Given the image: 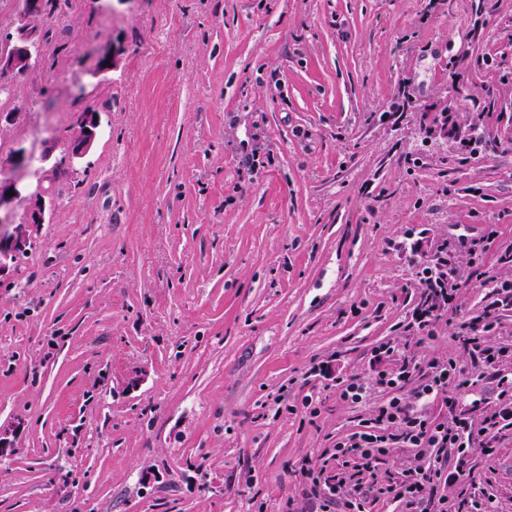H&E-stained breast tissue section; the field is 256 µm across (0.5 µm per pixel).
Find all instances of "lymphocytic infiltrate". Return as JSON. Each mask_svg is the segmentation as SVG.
Returning a JSON list of instances; mask_svg holds the SVG:
<instances>
[{"label": "lymphocytic infiltrate", "mask_w": 512, "mask_h": 512, "mask_svg": "<svg viewBox=\"0 0 512 512\" xmlns=\"http://www.w3.org/2000/svg\"><path fill=\"white\" fill-rule=\"evenodd\" d=\"M418 277L423 300L414 318L424 331L453 308L462 270L454 253L441 248L423 262ZM465 349L469 366L436 357L421 364L385 343L376 348L374 358H396V370L379 372L370 384L352 378L338 385L341 398L352 405L365 404L371 391L390 392L367 426L337 441L335 458L339 466L362 474L374 469L391 448L415 449L413 460L386 487L402 503V512H500L495 500L477 498L475 487L462 489L452 500L444 493L449 452L465 457L478 443L475 427L491 433L502 422H512V372L501 370L512 360V348L492 347L473 337ZM488 375L494 380V398L480 396L463 404L455 397V390ZM438 404L443 407L439 415L433 412Z\"/></svg>", "instance_id": "lymphocytic-infiltrate-1"}]
</instances>
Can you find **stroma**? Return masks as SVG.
Masks as SVG:
<instances>
[{
	"label": "stroma",
	"instance_id": "1",
	"mask_svg": "<svg viewBox=\"0 0 512 512\" xmlns=\"http://www.w3.org/2000/svg\"><path fill=\"white\" fill-rule=\"evenodd\" d=\"M26 25L50 33L0 92V155L65 156L84 109L100 133L21 178L53 205L0 277V512H316L307 469L387 400L337 377L386 342L460 354L488 312L512 346V0H0V34ZM445 111L479 118L474 153ZM492 230L419 337L397 243ZM471 483L512 512V425L444 492ZM99 114V112L89 109L73 113L72 126L77 129V134L71 139L67 156L55 160L53 165L55 170L61 165L72 167L77 160L81 159L90 150L99 134ZM94 116H97V121H94ZM85 129H88V132H85Z\"/></svg>",
	"mask_w": 512,
	"mask_h": 512
}]
</instances>
